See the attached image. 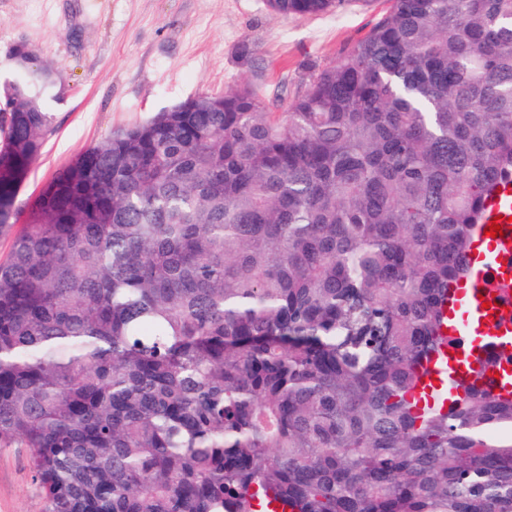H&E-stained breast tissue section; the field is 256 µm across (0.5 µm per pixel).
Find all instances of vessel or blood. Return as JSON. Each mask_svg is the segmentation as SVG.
Listing matches in <instances>:
<instances>
[{"mask_svg":"<svg viewBox=\"0 0 512 512\" xmlns=\"http://www.w3.org/2000/svg\"><path fill=\"white\" fill-rule=\"evenodd\" d=\"M499 223L502 233L487 240V252L475 253L468 286L451 291L445 306L448 318L443 330L452 343L444 366L429 363L427 382L438 376L453 380L447 388L444 407H451L464 393L463 386L475 367L485 369V379L500 386L501 374L512 375V365L493 364L492 359L504 347L512 345V295L502 293L504 284L512 282V179L497 183L491 190L479 220L480 231Z\"/></svg>","mask_w":512,"mask_h":512,"instance_id":"obj_1","label":"vessel or blood"}]
</instances>
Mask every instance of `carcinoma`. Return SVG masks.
I'll return each mask as SVG.
<instances>
[{
  "mask_svg": "<svg viewBox=\"0 0 512 512\" xmlns=\"http://www.w3.org/2000/svg\"><path fill=\"white\" fill-rule=\"evenodd\" d=\"M276 112L201 94L79 153L16 48L0 113V448L41 512H512V397L409 396L512 178V0H388ZM318 15L336 0H267Z\"/></svg>",
  "mask_w": 512,
  "mask_h": 512,
  "instance_id": "carcinoma-1",
  "label": "carcinoma"
}]
</instances>
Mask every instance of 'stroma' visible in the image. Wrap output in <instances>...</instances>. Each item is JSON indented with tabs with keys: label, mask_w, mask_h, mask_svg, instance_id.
Listing matches in <instances>:
<instances>
[{
	"label": "stroma",
	"mask_w": 512,
	"mask_h": 512,
	"mask_svg": "<svg viewBox=\"0 0 512 512\" xmlns=\"http://www.w3.org/2000/svg\"><path fill=\"white\" fill-rule=\"evenodd\" d=\"M384 0H340L319 16L273 14L266 0H0V90L11 50L55 73V131L19 197L34 196L112 131L187 98L242 84L275 98L337 60L377 21ZM25 449L0 451V512H39Z\"/></svg>",
	"instance_id": "obj_1"
}]
</instances>
